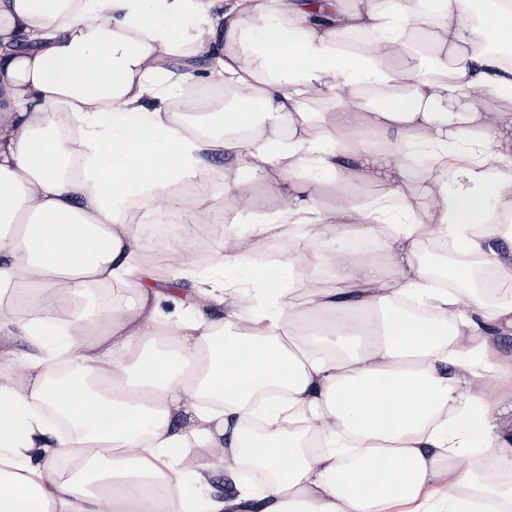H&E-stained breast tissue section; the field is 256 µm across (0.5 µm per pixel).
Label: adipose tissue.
<instances>
[{
	"label": "adipose tissue",
	"instance_id": "ef3b65f1",
	"mask_svg": "<svg viewBox=\"0 0 512 512\" xmlns=\"http://www.w3.org/2000/svg\"><path fill=\"white\" fill-rule=\"evenodd\" d=\"M221 3L0 0V328L34 347L0 368V512H512V64L489 48L512 44V0ZM183 54L230 101L172 76ZM219 150L266 191L211 193ZM379 177L397 208L351 194ZM159 201L186 224L244 209L271 237L288 212L309 239L259 272L264 313L206 316L233 279L164 322L129 223ZM430 238L453 289L418 257ZM294 263L313 278L288 295ZM243 465L262 492L189 497Z\"/></svg>",
	"mask_w": 512,
	"mask_h": 512
}]
</instances>
